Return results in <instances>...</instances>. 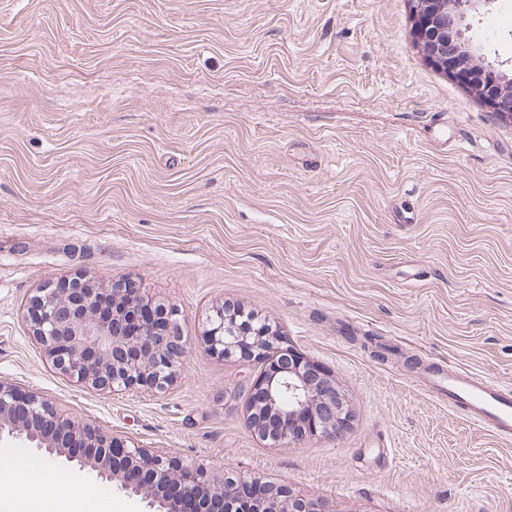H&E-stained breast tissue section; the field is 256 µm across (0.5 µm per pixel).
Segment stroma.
<instances>
[{
	"label": "stroma",
	"mask_w": 512,
	"mask_h": 512,
	"mask_svg": "<svg viewBox=\"0 0 512 512\" xmlns=\"http://www.w3.org/2000/svg\"><path fill=\"white\" fill-rule=\"evenodd\" d=\"M411 0H0V379L63 414L321 512H512V439L429 386L512 387V118L430 63ZM512 78V0L462 23ZM135 280L190 345L166 393L54 370L48 279ZM234 304L336 381L335 434L272 448Z\"/></svg>",
	"instance_id": "35a3bbf8"
}]
</instances>
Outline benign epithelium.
Masks as SVG:
<instances>
[{"label":"benign epithelium","mask_w":512,"mask_h":512,"mask_svg":"<svg viewBox=\"0 0 512 512\" xmlns=\"http://www.w3.org/2000/svg\"><path fill=\"white\" fill-rule=\"evenodd\" d=\"M490 0H413L416 34L426 58L453 76H470L482 92V75L461 29L470 10ZM493 107L512 117V89H499ZM150 303L133 282L95 286L81 278L50 280L38 289L27 308L32 336L54 368L80 386L99 390L162 392L173 381L186 351L178 313L163 305L160 329L146 314ZM201 339L208 351L226 358L247 341L251 359L268 362L256 383L262 400H249L247 420L264 441L288 444L305 432L334 434L344 424L345 405L336 382L304 360L284 337L263 324L247 335L233 319L216 311ZM26 441L50 456L63 457L96 476L115 483L128 494L141 496L155 512H226L236 504L235 493L261 486L265 496L250 512H320L279 486L256 477L226 478L200 466L149 452L103 434L87 423L59 414L38 394L0 380V442ZM143 468L152 475L146 485L134 479Z\"/></svg>","instance_id":"1"}]
</instances>
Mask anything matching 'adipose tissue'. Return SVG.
I'll return each instance as SVG.
<instances>
[{
    "instance_id": "adipose-tissue-1",
    "label": "adipose tissue",
    "mask_w": 512,
    "mask_h": 512,
    "mask_svg": "<svg viewBox=\"0 0 512 512\" xmlns=\"http://www.w3.org/2000/svg\"><path fill=\"white\" fill-rule=\"evenodd\" d=\"M51 482L58 494L48 502L40 490ZM111 503L106 490L95 485L73 487L42 462L0 459V512H103Z\"/></svg>"
}]
</instances>
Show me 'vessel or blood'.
Listing matches in <instances>:
<instances>
[{"label":"vessel or blood","instance_id":"obj_1","mask_svg":"<svg viewBox=\"0 0 512 512\" xmlns=\"http://www.w3.org/2000/svg\"><path fill=\"white\" fill-rule=\"evenodd\" d=\"M432 388L449 408L467 407L474 422L512 437V391L485 376L441 365L432 372Z\"/></svg>","mask_w":512,"mask_h":512}]
</instances>
